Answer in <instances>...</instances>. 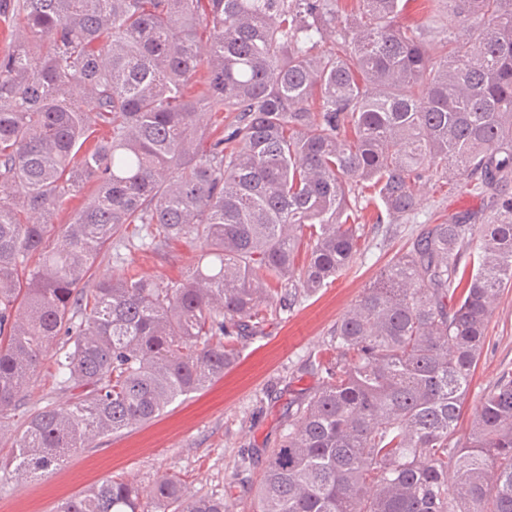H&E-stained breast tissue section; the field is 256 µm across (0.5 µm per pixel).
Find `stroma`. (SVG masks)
<instances>
[{
  "label": "stroma",
  "instance_id": "35a3bbf8",
  "mask_svg": "<svg viewBox=\"0 0 512 512\" xmlns=\"http://www.w3.org/2000/svg\"><path fill=\"white\" fill-rule=\"evenodd\" d=\"M420 194L417 224L388 230L377 224L375 210L367 209L351 266L316 293L279 306L271 321L243 339L238 362L206 389L176 399L147 424L95 439L44 476L20 480L0 472V512H56L63 499L106 479L118 477L147 491L166 474L178 475L190 495L220 496L225 486L234 485L242 498L234 512H249L268 450L287 434L302 393L315 389L336 360L331 342L337 322L421 232L422 221L445 224L463 214L479 215L482 208L479 197L462 187L449 188L438 178L426 182ZM198 258V248L183 241L171 242L161 253L114 246L102 251L87 284L95 286L130 265L164 287L182 278ZM508 368L512 287L493 306L458 434L468 432L484 395ZM70 398V391L56 384L52 359L44 358L20 406L0 421V457L10 456L29 414Z\"/></svg>",
  "mask_w": 512,
  "mask_h": 512
}]
</instances>
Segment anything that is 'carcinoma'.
Instances as JSON below:
<instances>
[{
  "instance_id": "1",
  "label": "carcinoma",
  "mask_w": 512,
  "mask_h": 512,
  "mask_svg": "<svg viewBox=\"0 0 512 512\" xmlns=\"http://www.w3.org/2000/svg\"><path fill=\"white\" fill-rule=\"evenodd\" d=\"M410 2L0 3L20 32L0 56V418L51 351L76 392L30 415L4 468L47 473L204 390L279 289L314 293L353 262L364 210L413 220L438 175L486 201L479 243L468 215L429 225L336 323V367L292 414L252 512H512L511 369L455 437L512 286V0H429L456 19L432 42L396 24ZM204 108L234 116L207 125ZM132 224L156 252L200 243L197 265L168 288L129 268L83 287ZM233 496L187 497L176 475L150 491L172 512ZM57 512H142V493L107 479Z\"/></svg>"
}]
</instances>
